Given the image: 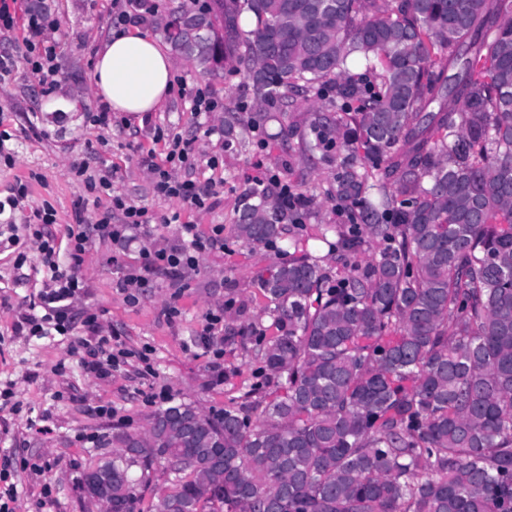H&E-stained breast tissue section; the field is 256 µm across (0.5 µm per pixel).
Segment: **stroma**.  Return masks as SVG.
I'll list each match as a JSON object with an SVG mask.
<instances>
[{
    "mask_svg": "<svg viewBox=\"0 0 512 512\" xmlns=\"http://www.w3.org/2000/svg\"><path fill=\"white\" fill-rule=\"evenodd\" d=\"M60 22L57 42L56 86L43 93L38 80L25 67H18L0 81V132L9 135L14 166L0 163V200L12 193L19 179L39 173L30 181L27 208L50 203L57 212L51 230L60 252H67L65 227L75 221L76 208L86 215L104 213L112 195H120L146 207L153 218L179 214L181 222L209 231L224 227V249L201 254L198 267L186 287L171 288L161 274L149 277L137 304H129L117 282L126 272L139 269L142 247L169 248L180 238L174 226L159 224L150 239H138L126 251L111 241L91 235L83 256L81 274L88 279L86 294L72 309L75 326L67 341L28 336L15 332L14 323L27 310L42 287L39 255L35 244L0 245V494L16 486L13 512H99L84 497L83 473L112 453L116 430L145 432L151 415L160 407L152 396L167 391L171 401L194 403L206 413H217L234 397L242 396L255 381L260 365L256 346L246 338L248 325L269 324L262 310L265 300L254 287L257 275L278 257L276 246L251 250L235 236L238 212L257 203L251 181L255 162L295 185L316 188L332 178L336 166L331 154L314 150L301 154L297 143L315 141L316 132L307 117L327 112L326 97L309 100L292 95L267 106L254 107V95L242 73L225 70L223 77L202 75L192 62L173 59V74L188 87L208 90L233 112L194 115L188 100L170 92L152 112L127 116L116 112L107 128L92 126L86 114L98 101L94 85L97 48L111 35L113 0H45ZM252 126L247 147L224 145L207 135L209 126ZM172 129L192 140L200 168L199 179H219L221 186L210 208L192 209L176 199L154 195L146 168L148 153L164 159L163 144L154 140L155 127ZM219 165L209 169L210 157ZM82 163L97 170L108 164L119 168L111 194L92 193L71 172ZM180 315L168 319V307ZM97 311L104 335L116 338L129 351L127 363L111 377L98 380L80 367L83 340L90 334L81 324L85 310ZM223 318L222 333L214 349H206L199 338L209 315ZM151 349L155 374L142 371L136 355ZM109 405L113 416L101 417L96 406ZM51 484V501L38 507L44 484Z\"/></svg>",
    "mask_w": 512,
    "mask_h": 512,
    "instance_id": "stroma-1",
    "label": "stroma"
}]
</instances>
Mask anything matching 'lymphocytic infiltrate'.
<instances>
[{"label":"lymphocytic infiltrate","mask_w":512,"mask_h":512,"mask_svg":"<svg viewBox=\"0 0 512 512\" xmlns=\"http://www.w3.org/2000/svg\"><path fill=\"white\" fill-rule=\"evenodd\" d=\"M57 21L51 13L32 4L23 8L11 7L10 0H0V34L20 35L21 45L10 52H0V79L9 76L17 67H25L36 76L41 85L54 88L56 74L54 61L57 57V44L51 33ZM157 141L165 142L167 152L164 163L149 162L154 193L161 198H175L191 207L205 208L208 200L215 196L216 183L213 180L180 179L173 172V165L195 168L196 150L193 141L179 134L156 129ZM120 211V220H113V211ZM56 221V211L51 204H43L27 216V224L33 225V241L41 255L47 271L43 289L31 304L28 312L19 315L16 332H28L32 336H46L57 333L70 335L73 330L70 316L73 303L88 288L87 280L81 275L83 255L89 243L87 227H94L99 236L108 238L113 245L125 247L133 239L150 237L153 231L152 218L145 207L128 202L122 197L112 199V208L100 216L88 218L77 216L75 223L67 225L66 237L69 244L68 262H60L56 238L48 227ZM178 232L182 245L166 250L142 248L140 251V271L125 275L118 286L126 294L129 303H137L138 290L145 275L160 273L173 283H181L186 271L195 269L202 252L214 249L224 241V227L217 224L209 232H202L194 224H182ZM84 324L89 331L97 334L96 344L87 346L82 361L87 375L97 379L107 378L113 367L125 361L127 352L120 345L110 344L108 337L102 336L97 313H86Z\"/></svg>","instance_id":"obj_1"}]
</instances>
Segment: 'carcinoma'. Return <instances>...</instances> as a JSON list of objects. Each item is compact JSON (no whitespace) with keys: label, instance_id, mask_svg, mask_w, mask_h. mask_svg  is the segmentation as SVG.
<instances>
[{"label":"carcinoma","instance_id":"carcinoma-1","mask_svg":"<svg viewBox=\"0 0 512 512\" xmlns=\"http://www.w3.org/2000/svg\"><path fill=\"white\" fill-rule=\"evenodd\" d=\"M175 25L177 55L210 76L234 57L261 107L331 87L336 119L312 123L348 223L254 283L276 333L250 328L248 392L112 433L81 488L99 475L112 512H512V0H207ZM294 194L244 207L236 237L255 250L322 204Z\"/></svg>","mask_w":512,"mask_h":512}]
</instances>
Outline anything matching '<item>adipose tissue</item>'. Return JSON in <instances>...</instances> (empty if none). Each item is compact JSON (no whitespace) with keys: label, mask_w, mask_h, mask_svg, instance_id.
<instances>
[{"label":"adipose tissue","mask_w":512,"mask_h":512,"mask_svg":"<svg viewBox=\"0 0 512 512\" xmlns=\"http://www.w3.org/2000/svg\"><path fill=\"white\" fill-rule=\"evenodd\" d=\"M172 59L155 39L125 31L110 35L97 52L95 89L113 111L155 110L171 91Z\"/></svg>","instance_id":"adipose-tissue-1"}]
</instances>
